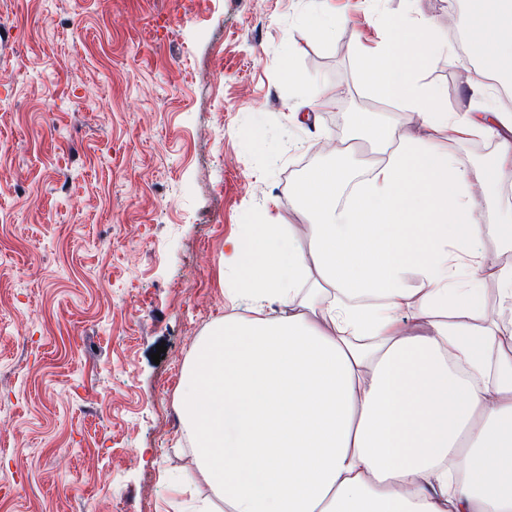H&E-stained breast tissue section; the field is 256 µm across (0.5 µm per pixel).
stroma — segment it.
Listing matches in <instances>:
<instances>
[{
  "label": "stroma",
  "instance_id": "stroma-1",
  "mask_svg": "<svg viewBox=\"0 0 512 512\" xmlns=\"http://www.w3.org/2000/svg\"><path fill=\"white\" fill-rule=\"evenodd\" d=\"M467 8L0 0V512H179L193 458L171 413L232 312L225 239L268 211L306 224L296 183L350 146L352 113L419 130L360 79L388 19L429 23L421 80L449 111H512L458 81L469 55L448 60ZM311 83L328 106L310 108Z\"/></svg>",
  "mask_w": 512,
  "mask_h": 512
}]
</instances>
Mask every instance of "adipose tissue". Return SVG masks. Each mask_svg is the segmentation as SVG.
Listing matches in <instances>:
<instances>
[{
    "label": "adipose tissue",
    "mask_w": 512,
    "mask_h": 512,
    "mask_svg": "<svg viewBox=\"0 0 512 512\" xmlns=\"http://www.w3.org/2000/svg\"><path fill=\"white\" fill-rule=\"evenodd\" d=\"M471 55L512 79V0H468ZM392 24L361 79L416 112V135L355 113L375 155L303 175L294 204L224 243L242 313L216 321L183 372L193 469L213 498L191 512H512V224L480 194L512 171V113L461 115L419 74L437 47ZM509 130L461 168L449 135ZM508 256L489 264L487 245ZM494 287L497 309L485 303Z\"/></svg>",
    "instance_id": "ef3b65f1"
}]
</instances>
